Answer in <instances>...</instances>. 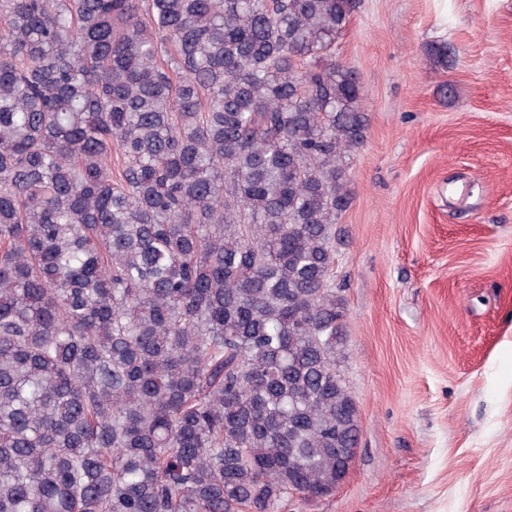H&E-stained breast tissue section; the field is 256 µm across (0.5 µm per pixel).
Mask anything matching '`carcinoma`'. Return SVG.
Instances as JSON below:
<instances>
[{
  "instance_id": "1",
  "label": "carcinoma",
  "mask_w": 512,
  "mask_h": 512,
  "mask_svg": "<svg viewBox=\"0 0 512 512\" xmlns=\"http://www.w3.org/2000/svg\"><path fill=\"white\" fill-rule=\"evenodd\" d=\"M356 0H0V512L336 491Z\"/></svg>"
}]
</instances>
